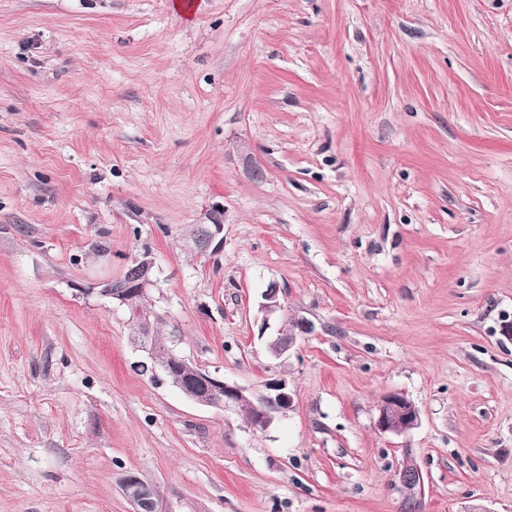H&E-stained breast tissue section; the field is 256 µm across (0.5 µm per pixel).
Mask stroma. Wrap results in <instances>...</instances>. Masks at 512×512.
Segmentation results:
<instances>
[{"label":"stroma","mask_w":512,"mask_h":512,"mask_svg":"<svg viewBox=\"0 0 512 512\" xmlns=\"http://www.w3.org/2000/svg\"><path fill=\"white\" fill-rule=\"evenodd\" d=\"M223 210L224 250L189 247ZM106 252H98V245ZM270 427L140 373L101 293ZM277 283L311 334L259 336ZM512 0H0V512H512ZM401 392L421 423L379 432ZM133 270H125L122 277H129L122 284L103 282L101 292L112 301V305L131 309V323L134 327V340L147 353L151 365H144L152 380H169L182 394L195 404L222 411L235 410L249 398L254 399L255 414L251 425L266 429L293 406V392L282 380H268L262 390L249 391L246 388L194 366L173 347H167L161 341L151 340L153 323L148 304L149 294L157 285L156 262L151 251H142L131 261ZM111 283V285H110ZM112 286V288H111ZM286 320H288L290 325L288 334L278 333L267 339V349L275 358H282L288 355L297 343V340L302 336L310 334L313 330L310 322L303 317L296 315L288 317L287 314ZM396 476L405 496L419 504L425 490V478L418 464L412 458L407 457ZM123 485L128 493L134 495L137 512H156L158 510L152 488L137 476H127Z\"/></svg>","instance_id":"stroma-1"}]
</instances>
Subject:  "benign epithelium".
<instances>
[{"label":"benign epithelium","instance_id":"obj_1","mask_svg":"<svg viewBox=\"0 0 512 512\" xmlns=\"http://www.w3.org/2000/svg\"><path fill=\"white\" fill-rule=\"evenodd\" d=\"M201 233L191 237V248L211 256L220 254L224 248V224L213 214L200 223ZM132 264L136 273L123 283H103L101 292L113 304L134 311L131 323L134 327V340L147 353L151 365L147 367L152 380H169L190 401L205 407L222 411L235 410L241 403L254 399L255 414L251 425L266 429L293 406V392L282 380L271 379L259 391L246 388L199 368L174 348L151 339L153 323L147 300L152 288L157 285L156 262L152 252L142 251L135 255ZM284 312L281 302V288L275 282L268 284L261 294L259 313L261 331H266L270 321ZM288 333H279L267 339V349L272 356L282 358L289 354L297 340L313 330L310 322L299 316L288 318ZM420 413L416 404L402 393L384 394L377 403L376 428L393 435H402L417 428ZM397 481L405 496L414 503H420L425 478L421 468L411 458H406L397 471ZM124 488L135 497L136 512H157V503L152 488L135 475L124 479Z\"/></svg>","mask_w":512,"mask_h":512}]
</instances>
